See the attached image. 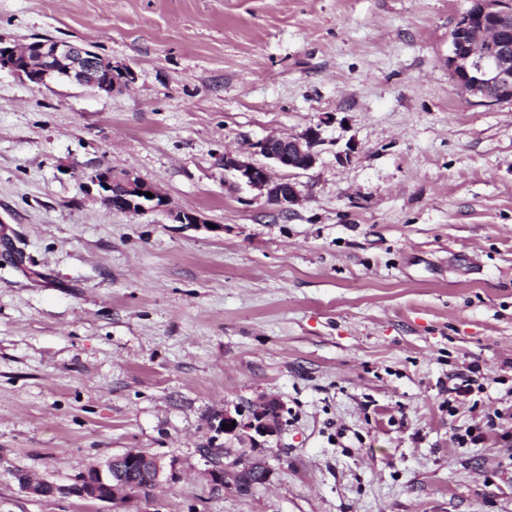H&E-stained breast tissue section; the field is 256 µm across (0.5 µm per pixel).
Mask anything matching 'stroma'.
Returning <instances> with one entry per match:
<instances>
[{
    "mask_svg": "<svg viewBox=\"0 0 512 512\" xmlns=\"http://www.w3.org/2000/svg\"><path fill=\"white\" fill-rule=\"evenodd\" d=\"M467 0H0V39L84 45L112 93L0 71V512L130 450L177 458L156 512H512V102L448 74ZM317 126L282 213L232 151ZM351 150L347 161L337 155ZM168 209L108 210L97 171ZM197 213L195 225L172 211ZM478 364L482 390L448 401ZM262 396L270 481L214 495L212 418ZM502 413L501 411L494 412V416H487L486 421H483L481 424L471 425L465 429V435H460L457 437V443L460 447H464V445L469 443L476 444L484 439V436L487 432L495 431L497 428V424L495 418L501 419Z\"/></svg>",
    "mask_w": 512,
    "mask_h": 512,
    "instance_id": "1",
    "label": "stroma"
}]
</instances>
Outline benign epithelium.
Returning <instances> with one entry per match:
<instances>
[{
    "mask_svg": "<svg viewBox=\"0 0 512 512\" xmlns=\"http://www.w3.org/2000/svg\"><path fill=\"white\" fill-rule=\"evenodd\" d=\"M512 16V0H470L468 8L457 17L450 33L448 46V72L461 92L468 98L484 106L512 101V31L505 30L500 20ZM112 63L97 53L70 43L52 38H39L27 45L16 47L0 46V71L6 70L37 84H44L56 72L67 81L89 87L98 93H112L113 88L123 83L128 74L118 69L120 76H112V82L98 79L103 69ZM489 87L498 89L501 98L491 100L485 97ZM321 143L320 131L310 127L298 136H271L258 143L259 153L269 163L291 170H309L317 162L315 147ZM224 170L234 172L248 186L259 190L268 201L282 211L292 210L298 202L296 186L291 181H275L270 168L256 164L245 157L231 152L224 153ZM98 186L101 200L109 209L117 212H139L149 208L166 206V200L158 188L149 182L126 175L120 181V193H112V173L103 172L93 180ZM152 193L154 205L147 206L140 201V194ZM280 402L262 396L251 403L246 410L228 408L217 416L218 422L211 425L214 435L209 437L212 445H217L220 437H225L224 446H238L248 452L243 462L228 467L218 464L205 452L199 453L206 465V477L214 488L234 489L240 493L254 488L250 475L259 477L266 483L272 475V468L263 457L249 454L278 436L282 430V419L271 414V409ZM235 424L231 430L222 429V424ZM131 471L141 473L146 480L159 485L173 483L180 478L179 461H168L159 456H137L126 453L120 456ZM47 481L25 476L19 482L20 490L29 497L43 499L54 497L62 492L65 497L99 503H114L135 494V490L121 480L112 477V460L94 465V471L80 473L69 484H51L46 490Z\"/></svg>",
    "mask_w": 512,
    "mask_h": 512,
    "instance_id": "7a95c632",
    "label": "benign epithelium"
}]
</instances>
